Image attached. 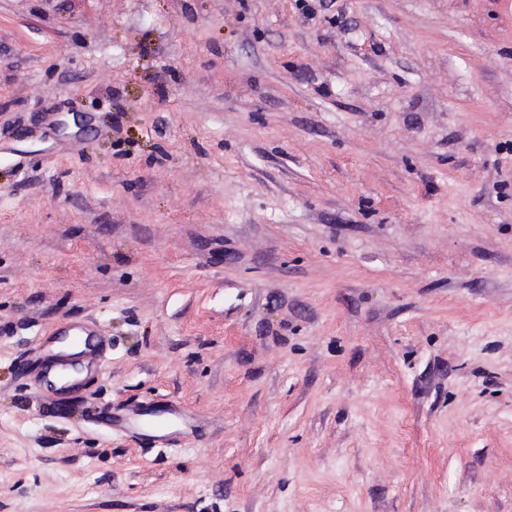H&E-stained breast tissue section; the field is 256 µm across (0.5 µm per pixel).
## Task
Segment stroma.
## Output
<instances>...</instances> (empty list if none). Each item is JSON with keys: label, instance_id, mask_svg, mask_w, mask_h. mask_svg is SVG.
<instances>
[{"label": "stroma", "instance_id": "35a3bbf8", "mask_svg": "<svg viewBox=\"0 0 512 512\" xmlns=\"http://www.w3.org/2000/svg\"><path fill=\"white\" fill-rule=\"evenodd\" d=\"M0 512H512V0H0ZM66 336H73L72 342L74 344L80 343V336H87L84 350L76 354H67L63 352L55 355L45 365L46 370L49 371L55 367L64 368L75 360H81L86 362L88 370H93V372L100 371L102 367V347L100 342L94 338L90 332L82 329L80 326H74Z\"/></svg>", "mask_w": 512, "mask_h": 512}]
</instances>
